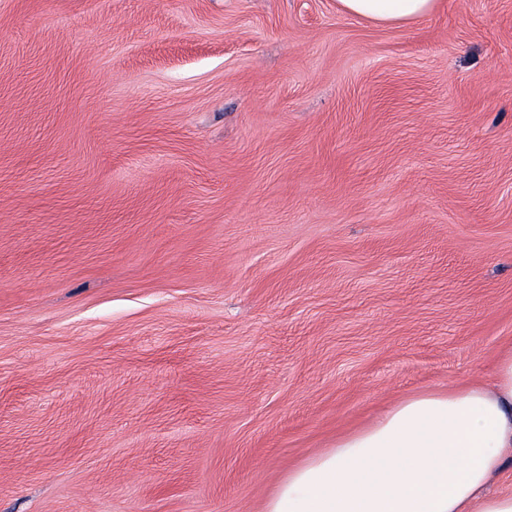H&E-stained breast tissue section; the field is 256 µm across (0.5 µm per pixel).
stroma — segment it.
Segmentation results:
<instances>
[{
	"label": "stroma",
	"instance_id": "35a3bbf8",
	"mask_svg": "<svg viewBox=\"0 0 512 512\" xmlns=\"http://www.w3.org/2000/svg\"><path fill=\"white\" fill-rule=\"evenodd\" d=\"M512 343V0H0V512H260ZM439 0H337L340 11L379 26H400L432 14Z\"/></svg>",
	"mask_w": 512,
	"mask_h": 512
}]
</instances>
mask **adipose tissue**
I'll return each instance as SVG.
<instances>
[{"label":"adipose tissue","instance_id":"1","mask_svg":"<svg viewBox=\"0 0 512 512\" xmlns=\"http://www.w3.org/2000/svg\"><path fill=\"white\" fill-rule=\"evenodd\" d=\"M439 0H337L379 26L432 14ZM512 464V346L488 378L402 398L370 426L293 469L262 512H512L493 484Z\"/></svg>","mask_w":512,"mask_h":512}]
</instances>
